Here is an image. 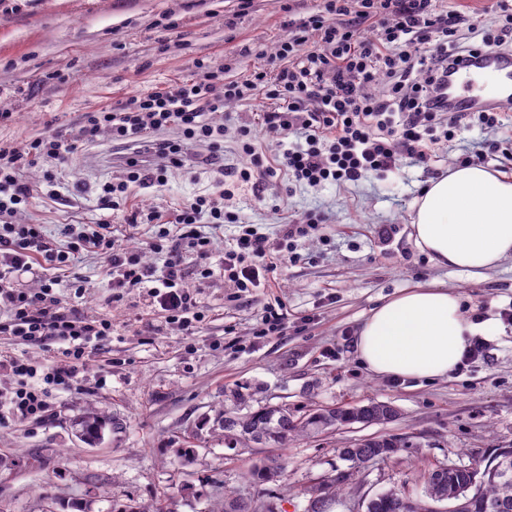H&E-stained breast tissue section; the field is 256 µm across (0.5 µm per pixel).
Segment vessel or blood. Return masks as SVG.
<instances>
[{"label": "vessel or blood", "mask_w": 512, "mask_h": 512, "mask_svg": "<svg viewBox=\"0 0 512 512\" xmlns=\"http://www.w3.org/2000/svg\"><path fill=\"white\" fill-rule=\"evenodd\" d=\"M512 83V54H489L468 61L451 78L450 97L462 107L480 108L499 103V90Z\"/></svg>", "instance_id": "1"}]
</instances>
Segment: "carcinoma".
<instances>
[{
	"label": "carcinoma",
	"mask_w": 512,
	"mask_h": 512,
	"mask_svg": "<svg viewBox=\"0 0 512 512\" xmlns=\"http://www.w3.org/2000/svg\"><path fill=\"white\" fill-rule=\"evenodd\" d=\"M396 410L386 404L370 401L349 409H319L295 418L288 410L275 406H260L244 414L222 411L215 418L216 426L224 432V445L238 448L240 445H256L286 448L288 443L305 435L324 433L338 426L353 423L373 424L390 419ZM108 421L93 410L88 411L77 423V434L85 443L96 445L103 439ZM399 452L396 441L390 438L360 439L338 449V457L347 462V470L316 483L307 490V505L304 512H325L322 501L355 479L364 464L378 459H388ZM503 460L512 463V454L506 448L495 449L482 465L471 467L457 465L446 472L429 470L424 474L423 493L427 499L443 492L455 493L469 501L466 512H512V483L501 482L492 470ZM282 464L278 458L254 465L242 473L249 483L273 481L279 476ZM221 512H272L269 507L252 508L251 502L237 495H224ZM368 512H409L406 495L400 490H389L387 495L375 502Z\"/></svg>",
	"instance_id": "cac0c4a2"
}]
</instances>
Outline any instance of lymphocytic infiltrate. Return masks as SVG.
<instances>
[{
	"instance_id": "f902f5d3",
	"label": "lymphocytic infiltrate",
	"mask_w": 512,
	"mask_h": 512,
	"mask_svg": "<svg viewBox=\"0 0 512 512\" xmlns=\"http://www.w3.org/2000/svg\"><path fill=\"white\" fill-rule=\"evenodd\" d=\"M438 3L320 0L306 17L289 19L292 35L278 47L283 62L278 71L259 66L248 78L227 82L221 73L203 69L192 80L131 94L118 109L86 113L75 135H43L21 148L0 141V310L5 313L0 334L37 347L53 342L65 346L60 364L42 375L28 362L1 355L0 372L16 378L18 386L0 411L43 419L50 387H71L86 343L112 332L111 321L63 306L53 291L56 278H41L36 289L23 287L24 274H37L38 262L62 272L79 253H97L112 271L114 288L149 287L153 300L187 332H194L202 320L182 285L183 253L170 244L171 231L157 212H148L145 221L159 227L153 247L167 251L163 273L145 264L139 252L116 243L107 224L57 246L45 238L40 225L14 221L32 197L23 179L25 168L45 164L43 178L51 185L55 175L49 163L64 160L80 143L94 142L104 133L119 144L150 140L160 165L151 168L128 158L125 179L101 187L102 199L111 203L129 184L163 185L168 168L183 165L189 144L203 143L221 152L224 128L213 124L212 115L225 103L253 101L260 95L275 104L263 112V125L285 138L301 135L303 142L268 158L258 150L256 129L241 127L238 149L250 164L235 171L236 182L274 176L281 166L299 184H355L371 175L389 179L405 160L428 164L432 146L459 129L512 126L496 107L471 110L443 102L456 66L491 50L512 48V0H490L479 16L443 10ZM487 15L493 16V24L484 23ZM171 126L179 129L180 139H154V132ZM205 214L212 223L240 227L233 246L224 252V276L236 288L257 287L274 272L277 264L260 247L252 225L214 198L198 196L182 203L175 222L200 261L201 278L212 274L205 265L212 239L196 229Z\"/></svg>"
}]
</instances>
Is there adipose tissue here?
<instances>
[{"label":"adipose tissue","instance_id":"obj_1","mask_svg":"<svg viewBox=\"0 0 512 512\" xmlns=\"http://www.w3.org/2000/svg\"><path fill=\"white\" fill-rule=\"evenodd\" d=\"M417 246L437 264L482 275L512 258V178L478 164L449 167L411 205ZM483 326L458 295L419 286L372 308L355 338L359 362L379 376L447 377Z\"/></svg>","mask_w":512,"mask_h":512}]
</instances>
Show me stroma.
<instances>
[{
    "instance_id": "35a3bbf8",
    "label": "stroma",
    "mask_w": 512,
    "mask_h": 512,
    "mask_svg": "<svg viewBox=\"0 0 512 512\" xmlns=\"http://www.w3.org/2000/svg\"><path fill=\"white\" fill-rule=\"evenodd\" d=\"M313 0H6L0 5V111L12 112L0 140L23 146L52 131L76 129L83 113L118 107L131 92H150L188 78L196 63L222 70L225 79L246 77L254 67L276 69L288 17L305 16ZM258 102L228 103L215 122L224 126V150L211 155L189 145L184 165L170 170L164 186L130 185L126 202L104 208L99 194L119 181L135 157L154 166L146 143L118 145L109 136L78 148L55 164L59 188L47 194L40 169L26 172L34 189L18 223L40 225L55 245L65 228L89 230L107 221L124 245L145 263L162 268L164 254L151 244L153 224H135L136 211L156 209L172 220L188 197L215 191L229 168L246 166L236 142L251 124ZM504 141L498 130L472 129L437 146L428 168L401 167L389 180L309 187L289 183L285 172L262 187L236 189L227 210L252 224L265 250L286 256L271 285L239 291L220 274L224 247L235 225L203 223L213 241L212 277L186 258L183 285L203 316L195 335L170 323L147 289L117 291L103 259L83 253L73 281L54 291L68 307L111 320V335L88 344L86 369L68 390L51 393L48 421L0 419V512H46L50 501L78 503L82 512H121L166 499L169 512H208L225 492L265 502L275 512H303L304 490L332 474L343 443L375 436L404 448L377 460L357 476L355 488L336 493L330 512H352L362 496L389 489L422 491L428 469L468 465L495 448L512 446V325L500 320L512 305V259L473 277L435 265L415 243L411 204L430 178L462 163L463 142ZM323 216L318 231L287 238L289 222ZM436 284L460 296L475 321L495 320L485 358L435 380L377 376L354 350L361 320L404 289ZM288 315L282 332L258 335L268 305ZM375 400L396 408L394 420L354 423L331 434L304 438L285 448L225 447L213 433L216 414L247 403L278 405L294 415L350 408ZM112 423L102 444L76 438L73 425L87 409ZM197 435L195 453L175 454L179 439ZM278 457L277 480L243 482L242 469Z\"/></svg>"
}]
</instances>
